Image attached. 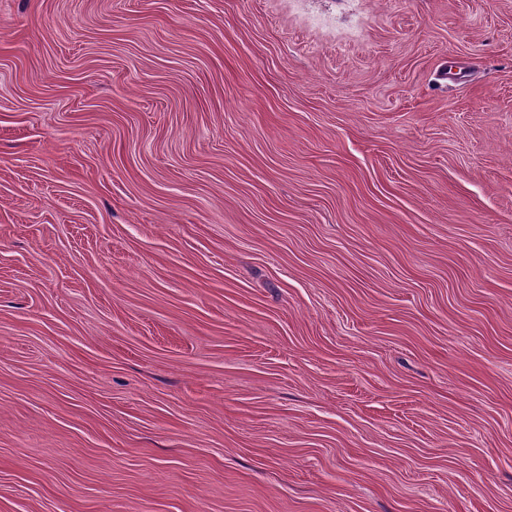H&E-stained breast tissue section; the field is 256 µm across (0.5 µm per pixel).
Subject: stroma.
I'll return each instance as SVG.
<instances>
[{"mask_svg":"<svg viewBox=\"0 0 512 512\" xmlns=\"http://www.w3.org/2000/svg\"><path fill=\"white\" fill-rule=\"evenodd\" d=\"M0 512H512V0H0Z\"/></svg>","mask_w":512,"mask_h":512,"instance_id":"35a3bbf8","label":"stroma"}]
</instances>
